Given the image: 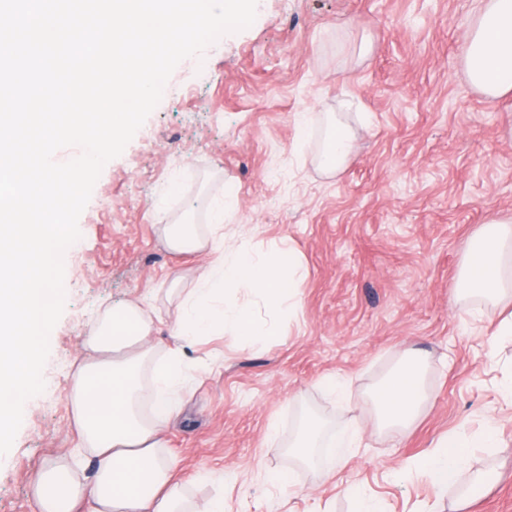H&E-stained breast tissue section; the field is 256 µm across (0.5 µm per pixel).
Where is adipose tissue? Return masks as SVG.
Segmentation results:
<instances>
[{"label": "adipose tissue", "mask_w": 512, "mask_h": 512, "mask_svg": "<svg viewBox=\"0 0 512 512\" xmlns=\"http://www.w3.org/2000/svg\"><path fill=\"white\" fill-rule=\"evenodd\" d=\"M465 70L470 83L487 95L512 92V0H480ZM223 227L220 204L210 207L207 225L160 227L172 251L208 258L193 277L171 278L178 297L171 335L178 341L228 334L245 345L270 342L279 328L259 324L255 305L263 303L277 315L294 312L303 265L285 242L267 252L217 245L215 234ZM509 250L512 226L507 224L473 241L459 296L503 294ZM154 330L152 313L130 302L107 312L84 340V358L69 394L80 443L76 455L35 477L36 512H224L220 498L192 508L162 451V426L178 410L189 376L180 350L160 349L152 340ZM423 367L421 357L412 356L381 384L374 401L382 423L407 426L417 417L425 401ZM497 443L491 427L477 436L444 437L417 467L442 489L456 479L472 449ZM83 453L96 464L89 485L74 475Z\"/></svg>", "instance_id": "adipose-tissue-1"}]
</instances>
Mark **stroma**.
I'll return each mask as SVG.
<instances>
[{"label": "stroma", "mask_w": 512, "mask_h": 512, "mask_svg": "<svg viewBox=\"0 0 512 512\" xmlns=\"http://www.w3.org/2000/svg\"><path fill=\"white\" fill-rule=\"evenodd\" d=\"M476 7L258 0L250 27L176 67L160 103L104 166L81 237L64 253L66 300L49 336L45 388L0 456V512H35L34 475L76 447L68 395L105 310L134 298L153 304V340L172 345L173 306L154 294L203 260L167 250L156 227L206 223L228 188L225 240H288L306 276L275 342L181 344L192 380L163 437L190 502L351 512L353 486L381 512H450L459 487L436 493L413 463L440 438L492 423L498 447L473 449L468 469L500 478L459 512H512V406L501 395L512 338L497 333L500 306L458 298L472 241L512 219V94L488 96L463 73ZM332 118L354 148L329 175L318 156ZM408 348L427 356L426 404L410 426L380 425L369 395ZM306 405L324 439L356 429L360 448L337 462L323 447L307 461L287 453ZM282 474L292 490L277 483Z\"/></svg>", "instance_id": "1"}]
</instances>
